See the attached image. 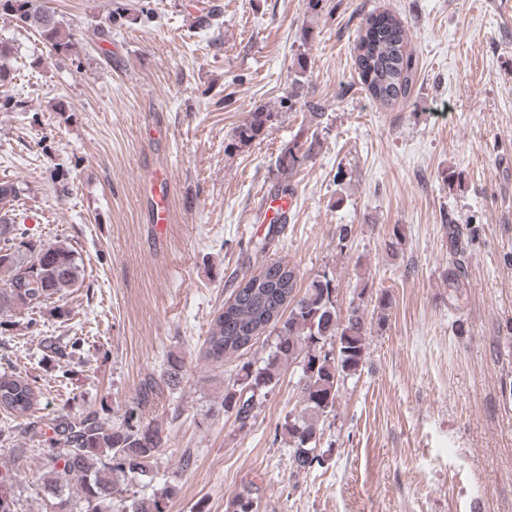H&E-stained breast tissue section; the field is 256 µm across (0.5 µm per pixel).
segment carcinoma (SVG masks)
Returning a JSON list of instances; mask_svg holds the SVG:
<instances>
[{
    "label": "carcinoma",
    "mask_w": 512,
    "mask_h": 512,
    "mask_svg": "<svg viewBox=\"0 0 512 512\" xmlns=\"http://www.w3.org/2000/svg\"><path fill=\"white\" fill-rule=\"evenodd\" d=\"M0 17L19 28L36 29L56 53H69L72 35L35 0H0ZM139 17L135 9L117 3L111 22L134 24ZM356 50L361 84L373 98L393 105L409 96L416 63L401 21L391 17L386 25L378 26L374 17H367ZM269 117L268 112L250 113L234 131L235 145L247 146L263 136ZM306 158L302 145L294 140L281 149L277 167L291 173ZM18 198V183L1 179L0 273L7 279L0 288V335L14 326L12 317L18 310L34 315L50 306L53 315L67 318L69 311L61 301L81 276L76 250L64 242L44 243L30 237L26 213L15 209ZM299 281L295 278L290 288L269 282L252 296L237 295L229 315H224L222 307L215 311L200 349L205 361L220 367L245 355L260 334L275 335L264 364L256 368L248 362L240 365L233 383L224 386L222 407L241 430L251 425L257 402L279 384L284 371L301 365L302 408L283 424L292 447L294 473L325 462L318 453L321 422L335 411L341 383L361 372L372 330L362 300L365 291L342 313L332 296L331 279H314L305 288ZM79 344L77 338L46 337L42 359L65 362ZM183 369L184 358L169 354L162 377L144 379L114 423L94 410L75 416L63 408L46 419L38 414L39 388L19 372L0 371V412L10 420L0 427V445L23 439L35 446L44 470L42 493L51 512H112L116 499L122 502V512H165L166 500L174 493L172 486L156 488L149 497L127 499L124 484L137 479L151 485L168 437L160 428L144 423L143 413L157 397L177 388ZM15 480L13 469H0V512H18L10 492ZM258 508V499L248 493L228 500L225 512H258Z\"/></svg>",
    "instance_id": "cac0c4a2"
}]
</instances>
